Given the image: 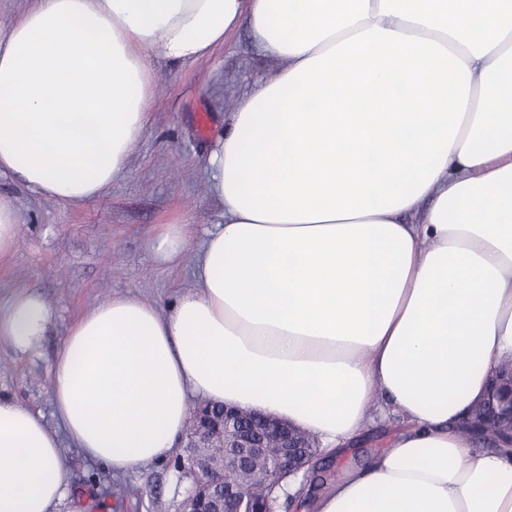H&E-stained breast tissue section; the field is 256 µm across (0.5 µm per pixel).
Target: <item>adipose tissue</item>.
Returning <instances> with one entry per match:
<instances>
[{"mask_svg":"<svg viewBox=\"0 0 512 512\" xmlns=\"http://www.w3.org/2000/svg\"><path fill=\"white\" fill-rule=\"evenodd\" d=\"M244 20L283 67L206 160L223 213L198 288L73 323L57 428L0 398V512H53L64 437L115 475L173 456L195 399L333 458L401 412L318 512H512V448L458 431L512 362V0H33L0 33V176L97 198L128 172L154 59L201 60ZM55 319L13 290L0 340L38 353Z\"/></svg>","mask_w":512,"mask_h":512,"instance_id":"obj_1","label":"adipose tissue"}]
</instances>
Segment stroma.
Returning <instances> with one entry per match:
<instances>
[{"mask_svg":"<svg viewBox=\"0 0 512 512\" xmlns=\"http://www.w3.org/2000/svg\"><path fill=\"white\" fill-rule=\"evenodd\" d=\"M280 62L264 53L241 25L211 56L193 64L159 62L150 122L128 162V174L97 199L75 204L31 196L10 177L0 198L13 202L20 224L13 250L0 258V296L22 286L58 309L43 348L20 356L0 342V394L41 413L56 427L50 370L69 327L113 296H138L168 314L194 285L191 258L157 263L147 242L163 224H183L190 247L222 220L204 158L238 100ZM65 496L56 512H179L191 481L179 468L186 449L160 463L115 476L61 442ZM125 489L114 495L115 486Z\"/></svg>","mask_w":512,"mask_h":512,"instance_id":"35a3bbf8","label":"stroma"}]
</instances>
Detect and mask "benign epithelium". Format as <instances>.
<instances>
[{
  "label": "benign epithelium",
  "mask_w": 512,
  "mask_h": 512,
  "mask_svg": "<svg viewBox=\"0 0 512 512\" xmlns=\"http://www.w3.org/2000/svg\"><path fill=\"white\" fill-rule=\"evenodd\" d=\"M509 398L497 402L499 428L512 444V377L502 378ZM192 486L181 512H274L269 504L256 507L254 490L266 486L276 474L304 473L307 482L319 474L318 443L309 434L274 417L234 407L196 408L186 427Z\"/></svg>",
  "instance_id": "1"
}]
</instances>
